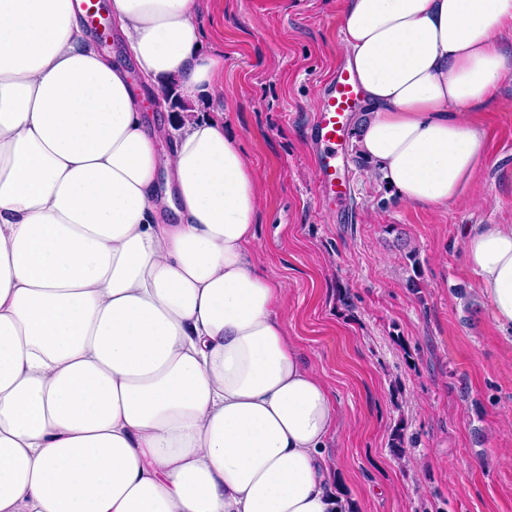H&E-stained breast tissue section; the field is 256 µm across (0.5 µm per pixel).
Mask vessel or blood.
<instances>
[{
	"mask_svg": "<svg viewBox=\"0 0 512 512\" xmlns=\"http://www.w3.org/2000/svg\"><path fill=\"white\" fill-rule=\"evenodd\" d=\"M359 88L346 67H338L318 102L310 137L314 145L316 179L330 200H343L346 192L336 184V157L344 143L346 119L358 100Z\"/></svg>",
	"mask_w": 512,
	"mask_h": 512,
	"instance_id": "b4317fda",
	"label": "vessel or blood"
}]
</instances>
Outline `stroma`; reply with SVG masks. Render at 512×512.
I'll return each instance as SVG.
<instances>
[{"label": "stroma", "mask_w": 512, "mask_h": 512, "mask_svg": "<svg viewBox=\"0 0 512 512\" xmlns=\"http://www.w3.org/2000/svg\"><path fill=\"white\" fill-rule=\"evenodd\" d=\"M199 22L202 51L224 53L225 129L260 174L258 258L339 403L338 491L353 512H512V342L448 246L460 225L512 224V84L472 115L487 155L462 203H402L349 138L329 208L307 132L343 57L342 0H205Z\"/></svg>", "instance_id": "35a3bbf8"}]
</instances>
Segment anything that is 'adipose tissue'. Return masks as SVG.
<instances>
[{
	"label": "adipose tissue",
	"instance_id": "obj_1",
	"mask_svg": "<svg viewBox=\"0 0 512 512\" xmlns=\"http://www.w3.org/2000/svg\"><path fill=\"white\" fill-rule=\"evenodd\" d=\"M0 0V512H350L336 397L255 256L259 176L224 115L148 126L139 84L219 97L201 0ZM360 154L404 204L461 202L470 112L512 79V0H343ZM512 335V224L458 235ZM82 9L85 13V19L88 25L94 29L95 26L92 23V20L100 19V7L99 3L95 0H83ZM87 24H85L87 31L90 33L98 47L102 50L109 52L112 55L113 61L122 64L128 70H130L132 75H135V71L133 70L132 59L127 51V48L124 42L113 33L108 37L107 40H102L97 33L92 30Z\"/></svg>",
	"mask_w": 512,
	"mask_h": 512
}]
</instances>
